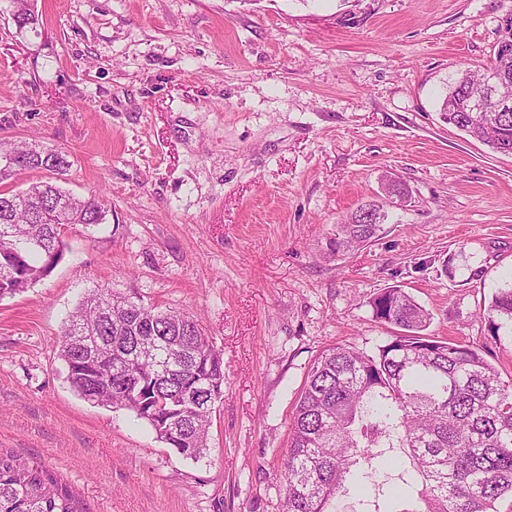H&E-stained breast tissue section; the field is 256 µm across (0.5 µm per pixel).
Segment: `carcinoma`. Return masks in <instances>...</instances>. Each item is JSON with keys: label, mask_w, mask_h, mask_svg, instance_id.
Here are the masks:
<instances>
[{"label": "carcinoma", "mask_w": 512, "mask_h": 512, "mask_svg": "<svg viewBox=\"0 0 512 512\" xmlns=\"http://www.w3.org/2000/svg\"><path fill=\"white\" fill-rule=\"evenodd\" d=\"M15 2L4 12L15 14L17 32L41 35L35 0ZM480 86V76L461 71L440 112L499 153L512 145V112L448 111ZM70 167L62 148L0 141V184L22 171L59 176ZM105 209L102 196H75L51 181L0 189V300L56 267L65 248L61 227L97 226ZM381 229L358 223L353 212L336 225L332 247L364 246ZM370 305L402 335L374 355L336 346L314 360L283 455L281 512H329L331 499L349 495L353 469L388 468L395 448L412 459L414 475L395 492L375 493L370 512H392L390 499L412 492L421 508L401 512H496V501L512 495V377L503 378L475 347L425 335L430 314L404 290L387 288ZM484 311L493 338H512V285L497 289ZM58 357L78 396L126 408L183 458L204 457L213 409L224 396V360L192 316L93 288L64 323ZM0 512L80 510L43 468L0 453Z\"/></svg>", "instance_id": "obj_1"}]
</instances>
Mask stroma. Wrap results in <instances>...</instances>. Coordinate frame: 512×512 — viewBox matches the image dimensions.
<instances>
[{"mask_svg":"<svg viewBox=\"0 0 512 512\" xmlns=\"http://www.w3.org/2000/svg\"><path fill=\"white\" fill-rule=\"evenodd\" d=\"M39 38L0 16V139L66 148L104 224L0 300V452L38 462L86 512H279L293 408L320 352L374 353L399 287L434 338L512 340L483 307L512 283V156L445 123L439 97L492 60L512 0H37ZM406 188L380 236L337 224ZM100 285L193 315L221 350L209 448L183 459L126 409L81 399L57 357ZM378 211L372 205H366L361 211L362 220L358 224V211L351 213L349 218L342 224L336 226V238L331 243L334 250L339 249L340 252L364 246L372 239L378 237L379 232L384 224H377Z\"/></svg>","mask_w":512,"mask_h":512,"instance_id":"obj_1","label":"stroma"}]
</instances>
